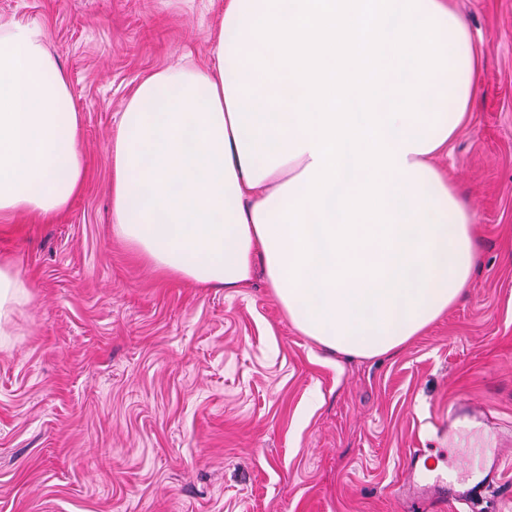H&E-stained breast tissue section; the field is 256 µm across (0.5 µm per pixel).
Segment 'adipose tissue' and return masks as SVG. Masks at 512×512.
<instances>
[{
    "label": "adipose tissue",
    "mask_w": 512,
    "mask_h": 512,
    "mask_svg": "<svg viewBox=\"0 0 512 512\" xmlns=\"http://www.w3.org/2000/svg\"><path fill=\"white\" fill-rule=\"evenodd\" d=\"M452 0H224L203 69L144 78L112 143L114 231L165 274L242 288L263 264L324 348L403 346L468 288L472 214L434 165L469 120ZM80 117L34 24L0 22V218L82 190ZM29 285L0 259V337Z\"/></svg>",
    "instance_id": "1"
}]
</instances>
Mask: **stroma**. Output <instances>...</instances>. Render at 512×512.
<instances>
[{
  "instance_id": "1",
  "label": "stroma",
  "mask_w": 512,
  "mask_h": 512,
  "mask_svg": "<svg viewBox=\"0 0 512 512\" xmlns=\"http://www.w3.org/2000/svg\"><path fill=\"white\" fill-rule=\"evenodd\" d=\"M481 63L439 155L474 214L463 296L397 351L327 350L255 268L162 276L112 227V141L151 73L207 66L224 0H0L42 27L81 116L69 211L0 230L32 285L0 341V512H423V454L473 512H512V0H455Z\"/></svg>"
}]
</instances>
